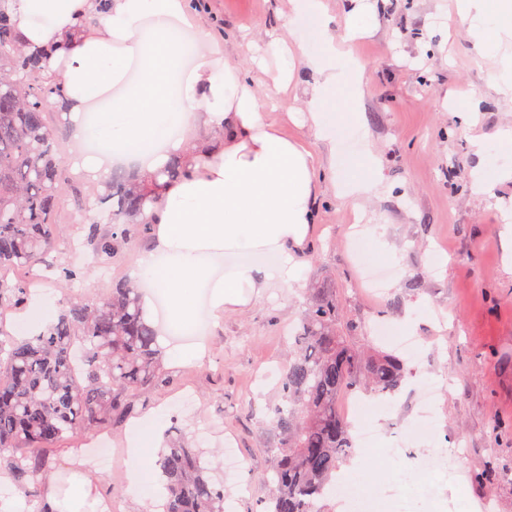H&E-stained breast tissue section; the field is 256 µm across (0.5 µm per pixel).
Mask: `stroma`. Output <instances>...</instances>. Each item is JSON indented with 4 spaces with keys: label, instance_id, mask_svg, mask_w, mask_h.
Here are the masks:
<instances>
[{
    "label": "stroma",
    "instance_id": "1",
    "mask_svg": "<svg viewBox=\"0 0 512 512\" xmlns=\"http://www.w3.org/2000/svg\"><path fill=\"white\" fill-rule=\"evenodd\" d=\"M456 0H368L374 26L350 49L364 73L362 109L382 160L381 193L360 207L340 197L329 178L318 180L317 216L298 256V282L271 278L243 289V303L225 305L200 337L201 356L165 364L170 382L150 396H133L128 418L109 427L112 461L90 448L91 434L63 441L44 487L53 508L81 494L119 502L118 512H156L151 495L130 491L124 446L135 419L164 408L165 429L198 445L215 483L229 498L226 512H265L260 480L279 442L272 408L288 355V332L303 310V291L322 276L336 283L356 345L391 350L390 336L408 331L422 343L414 372L369 412L384 439L406 435L400 457L368 456L359 464L369 493L385 477L398 483L410 512H512V179L476 191L478 169L512 164V154L476 155L472 140L493 139L512 127V94L490 79L496 61L480 54ZM289 0H198L194 19L241 68L255 69L249 40L283 33ZM476 105L464 125L455 101ZM385 227L399 278L383 293L365 287L373 265L369 229ZM154 230L133 238L112 266L91 250H60L61 267L75 270L72 294L99 302L112 283L137 277L138 255ZM437 385L439 417L423 428L414 395ZM444 448L445 472L424 476L426 456ZM82 464H74L75 449Z\"/></svg>",
    "mask_w": 512,
    "mask_h": 512
}]
</instances>
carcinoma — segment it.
Returning a JSON list of instances; mask_svg holds the SVG:
<instances>
[{
    "label": "carcinoma",
    "mask_w": 512,
    "mask_h": 512,
    "mask_svg": "<svg viewBox=\"0 0 512 512\" xmlns=\"http://www.w3.org/2000/svg\"><path fill=\"white\" fill-rule=\"evenodd\" d=\"M0 0V310L18 311L28 283L17 271L58 266L49 261L65 236L61 196L77 209L89 196L71 188L60 155L59 129L49 119L57 90L43 76V53L30 51L6 20ZM186 166L174 154L150 178L115 169L95 193L109 208L112 229L89 225L81 245L102 264L124 253L147 204L157 201L159 179L173 180ZM55 324L25 340L0 329V476L10 479L31 512H55L42 484L51 472L40 454L80 433L121 421L128 394L151 395L167 383L158 332L145 319L138 286L123 282L90 305L62 289ZM407 366L393 353L360 349L348 334L344 307L329 277L307 289L305 310L292 333L279 380L274 422L280 447L271 466L265 512H324L336 472L357 455L340 401L364 391L396 392ZM157 465L166 487L161 512H224V487L206 476L203 453L186 437L167 438Z\"/></svg>",
    "instance_id": "obj_1"
}]
</instances>
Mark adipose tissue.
<instances>
[{
	"mask_svg": "<svg viewBox=\"0 0 512 512\" xmlns=\"http://www.w3.org/2000/svg\"><path fill=\"white\" fill-rule=\"evenodd\" d=\"M288 34L269 41L258 74L243 72L200 34L192 67L184 47L169 38L175 26L191 27L194 0H10L8 13L21 40L47 54V73L69 112L79 118L69 134L78 146H96L97 168L134 170L145 178L167 160L173 142L189 157L178 180L162 182L157 204L144 216L155 224L152 250L138 260L139 276L168 298L175 328L191 324L197 289L210 291L213 314L257 287L250 268L215 277L226 254L266 249L278 258L284 283L298 278L307 227L314 221L317 175L330 176L344 197L376 195L381 160L362 113L360 64L336 41V17L326 0H291ZM472 38L486 53L512 42V0H458ZM312 23L317 51L299 35ZM89 35L69 44L61 34L80 21ZM311 82H293L296 70ZM291 91L320 146L312 152L283 136L266 112L267 84ZM220 129V143L205 131ZM358 134L362 151L351 165H336L340 139ZM162 411L137 421L128 448L133 490L158 486L154 448L162 443Z\"/></svg>",
	"mask_w": 512,
	"mask_h": 512,
	"instance_id": "obj_1",
	"label": "adipose tissue"
}]
</instances>
